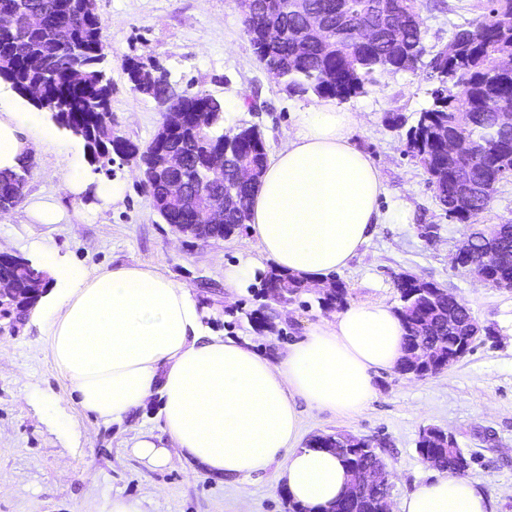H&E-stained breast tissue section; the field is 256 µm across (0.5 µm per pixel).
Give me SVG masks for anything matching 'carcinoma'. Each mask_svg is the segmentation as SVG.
<instances>
[{
  "mask_svg": "<svg viewBox=\"0 0 512 512\" xmlns=\"http://www.w3.org/2000/svg\"><path fill=\"white\" fill-rule=\"evenodd\" d=\"M80 0H0V12L16 17L15 28L0 32V78L11 83L20 95L31 84L42 88L43 96L31 101L40 111L87 145L91 163L112 162V152L120 151L122 139L113 136L110 98L112 83L102 67L109 45L99 18L87 17ZM320 14L325 30L317 35L309 30L306 18ZM362 26L376 30L370 46L358 44ZM280 32L279 41L264 48L265 29ZM244 28L255 54L267 67L277 69L288 89L297 95H316L346 101L366 92L379 78L399 71H415L427 50L423 41L418 0H255ZM452 41L459 49L453 59L441 52L429 61L436 87L431 105L419 112L406 132L407 153L430 174L435 197L455 220L472 224L491 202L497 185L512 177V128L502 129L492 113L479 104L486 96L512 107V73L499 69V61L512 55V0H487L482 19L456 26ZM133 89L159 104L183 111H199L203 124L189 114L187 126L170 139L151 140L141 155L143 183L153 204L167 224H178L194 234L225 238L248 222L256 186L237 188L238 207L224 215V224L207 225L208 206L197 195L196 183L207 177L205 156L209 147L224 142L228 154L264 170L266 152L257 126L224 131V105L205 92L171 96L167 78L135 64L128 67ZM461 139L469 154L464 159L448 158L443 138ZM186 150L183 170L158 165L160 151ZM32 158L24 156L19 170L0 172V207H16L24 197ZM181 179L187 195L171 200L165 185ZM498 251V264L486 272L494 282L512 280V224L490 226ZM0 277L9 278L18 288L44 287L43 271L30 261L16 257L0 261ZM263 287L275 299L292 300L309 290V285L274 267L265 275ZM404 336V355L397 368L418 375L409 353L419 343L440 344L433 366L448 365L463 337L470 335L472 314L441 285L410 274L396 280ZM364 440L343 433L315 435L309 448L335 452L345 468L365 469L382 462L376 448L360 453L351 449ZM419 447L434 457L436 469L462 475L469 461L455 442L419 441ZM332 512H380L379 491L361 498L343 496Z\"/></svg>",
  "mask_w": 512,
  "mask_h": 512,
  "instance_id": "1",
  "label": "carcinoma"
}]
</instances>
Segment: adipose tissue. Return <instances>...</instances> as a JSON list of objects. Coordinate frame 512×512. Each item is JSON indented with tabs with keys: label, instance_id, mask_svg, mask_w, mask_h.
<instances>
[{
	"label": "adipose tissue",
	"instance_id": "1",
	"mask_svg": "<svg viewBox=\"0 0 512 512\" xmlns=\"http://www.w3.org/2000/svg\"><path fill=\"white\" fill-rule=\"evenodd\" d=\"M357 122L330 102L297 114L251 201L256 245L224 266L229 289L247 287L270 262L321 287L368 244L385 188L351 141ZM26 123L18 112L0 115V172L17 170L28 152ZM36 250L55 283L32 318L82 410L113 423L160 401L164 440L143 435L131 445L147 465L190 457L227 476L268 473L305 512H329L350 477L334 452L297 447V404L353 413L373 399L375 376L403 355L391 305L352 304L274 362L249 343L208 334L190 288L153 268L89 273L60 267L51 244ZM400 512H496V502L443 473L403 498Z\"/></svg>",
	"mask_w": 512,
	"mask_h": 512
}]
</instances>
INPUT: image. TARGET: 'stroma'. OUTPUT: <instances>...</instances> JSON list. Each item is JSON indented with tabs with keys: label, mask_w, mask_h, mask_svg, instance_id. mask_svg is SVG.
Listing matches in <instances>:
<instances>
[{
	"label": "stroma",
	"mask_w": 512,
	"mask_h": 512,
	"mask_svg": "<svg viewBox=\"0 0 512 512\" xmlns=\"http://www.w3.org/2000/svg\"><path fill=\"white\" fill-rule=\"evenodd\" d=\"M485 8L486 0H421L428 52L447 45L453 25L481 19ZM95 13L112 47V130L138 149L151 142L163 112L132 89L125 70L129 59L160 68L176 92L204 91L220 99L225 129L257 126L269 154L293 134L295 113L318 101L312 94H293L267 72L245 34L236 0H95ZM433 87L422 63L344 101V109L358 117L353 143L382 173L380 209L389 219L336 276L351 304L397 305L395 280L402 273L437 282L469 307L485 333L472 351L439 373L416 378L395 368L381 371L374 399L359 412L299 404V441L343 432L380 443L391 474L390 509L398 512L402 498L434 472L419 455L418 442L424 429L437 427L468 458L466 479L494 496L497 512H512V290L454 266L469 227L449 219L428 173L406 152V128L430 106ZM0 108L30 115L27 138L51 129V139L31 149L25 194L54 198L69 216L63 224H42L26 201L19 203L0 222L1 251L34 262L32 246L45 238L67 263L90 272L152 267L192 290L211 333L250 340L269 358L331 317L315 290L279 303L262 294L258 279L237 293L225 287V263L255 246L249 226L225 239L183 235L154 209L134 161L117 158L111 174L95 172L81 139L1 79ZM68 175L82 184L79 194L69 191ZM111 182L123 187L114 204L99 193ZM161 427L155 403L113 424L84 412L55 368L39 327L0 320V512H108L117 495L139 499L143 512H239L244 505L250 512H290L287 493L268 474L228 477L209 473L197 461L149 467L130 446L139 435H160Z\"/></svg>",
	"instance_id": "35a3bbf8"
}]
</instances>
